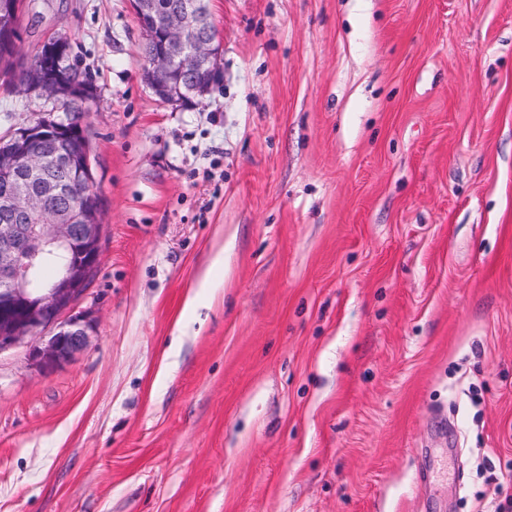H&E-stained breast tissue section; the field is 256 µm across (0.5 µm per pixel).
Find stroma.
Here are the masks:
<instances>
[{"mask_svg": "<svg viewBox=\"0 0 512 512\" xmlns=\"http://www.w3.org/2000/svg\"><path fill=\"white\" fill-rule=\"evenodd\" d=\"M209 7L176 107L130 0H26L20 60L93 81L104 228L86 348L0 351V512L512 501V0ZM55 109L0 81V136Z\"/></svg>", "mask_w": 512, "mask_h": 512, "instance_id": "stroma-1", "label": "stroma"}]
</instances>
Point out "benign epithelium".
<instances>
[{
	"label": "benign epithelium",
	"instance_id": "7a95c632",
	"mask_svg": "<svg viewBox=\"0 0 512 512\" xmlns=\"http://www.w3.org/2000/svg\"><path fill=\"white\" fill-rule=\"evenodd\" d=\"M137 20L150 17L163 48L148 60L144 78L167 72L175 63L194 70L218 58V45L199 34L205 19L200 11L152 14L150 0H132ZM70 43L52 38L22 64L23 90L55 103L93 96V86L63 75L62 62ZM72 116L50 112L13 133L11 146L0 149V351L26 340L36 341L32 355L42 369L52 370L87 342L92 321L84 315L59 321L62 313L86 291L101 257L103 207L93 194L90 146L85 136L71 134ZM58 140L63 148L47 153L37 144ZM52 166L68 167L75 177L66 192L77 195L75 209H52L57 187L43 179ZM49 213L46 224H27L33 214ZM53 262L61 268L51 280L35 272Z\"/></svg>",
	"mask_w": 512,
	"mask_h": 512
}]
</instances>
